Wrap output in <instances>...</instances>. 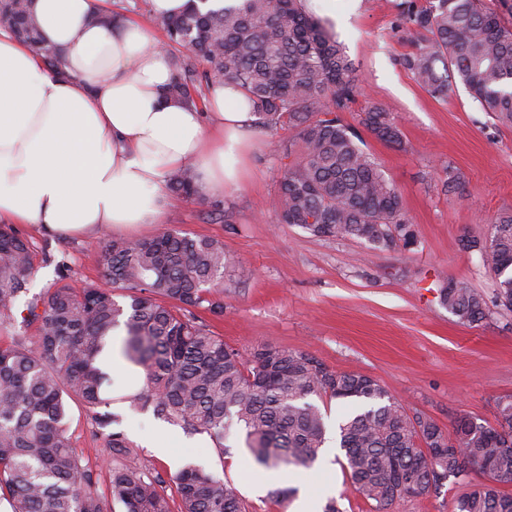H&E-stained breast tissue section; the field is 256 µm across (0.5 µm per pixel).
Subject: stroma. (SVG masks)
I'll list each match as a JSON object with an SVG mask.
<instances>
[{
	"instance_id": "1",
	"label": "stroma",
	"mask_w": 512,
	"mask_h": 512,
	"mask_svg": "<svg viewBox=\"0 0 512 512\" xmlns=\"http://www.w3.org/2000/svg\"><path fill=\"white\" fill-rule=\"evenodd\" d=\"M398 0H336L332 30L359 75L362 95L345 123L359 127L363 111L377 104L394 113L403 144L394 147L364 135L365 150L400 191L416 233L415 245L374 250L355 238L316 237L284 224L276 207L280 163L271 152L284 130L249 127L246 175L223 197L202 201L168 195L165 221L148 224L150 236L168 230L223 242L224 313L197 315L230 347L248 353L269 345L310 353L339 371L376 378L408 411H418L451 431L457 415L495 424L497 404L512 398V311L494 306L496 275L478 254L461 251L462 237L485 238L491 222L512 210V127L483 112L464 86L431 95L399 63L411 45L399 26ZM461 173L464 190L444 191V168ZM32 250L31 295L59 279L80 288L100 280L96 255L102 235L60 241L16 227ZM466 284L489 299L477 326L459 323L439 301L448 281ZM126 377L114 376L111 410L118 428L148 459L152 474L175 495L177 473L195 464L230 483L249 512H291L293 499L276 503L268 492L289 486L288 473L252 486L264 468L250 459L244 436L231 428L218 454L204 434H188L133 411L119 400ZM68 434L95 487L107 495L112 451L84 406L68 402ZM467 481L451 477L433 493L397 501L391 512H453ZM303 489L317 512L336 500L341 512H370L336 459L318 458L303 475Z\"/></svg>"
}]
</instances>
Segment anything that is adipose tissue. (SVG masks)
I'll return each mask as SVG.
<instances>
[{
    "label": "adipose tissue",
    "mask_w": 512,
    "mask_h": 512,
    "mask_svg": "<svg viewBox=\"0 0 512 512\" xmlns=\"http://www.w3.org/2000/svg\"><path fill=\"white\" fill-rule=\"evenodd\" d=\"M106 0H32L65 72L0 30V224L58 238L160 223L167 175L196 163L201 194L241 181L251 112L230 84L202 107L167 96L175 71L141 24L96 17Z\"/></svg>",
    "instance_id": "ef3b65f1"
}]
</instances>
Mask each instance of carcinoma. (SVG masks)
Segmentation results:
<instances>
[{
  "mask_svg": "<svg viewBox=\"0 0 512 512\" xmlns=\"http://www.w3.org/2000/svg\"><path fill=\"white\" fill-rule=\"evenodd\" d=\"M188 0L175 16L159 17L158 49L174 59L169 95L199 105L200 87L235 85L249 103L253 125L288 130L273 143L282 160L277 207L283 224L318 237L361 239L375 250L415 243L401 194L362 148L341 112L361 93L353 62L302 0H235L203 9ZM479 0H401L400 24L413 50L403 67L425 90L446 96L462 84L482 111L512 126V28ZM0 29L31 45L53 73L62 58L42 43L28 0H0ZM209 70L199 72L195 62ZM375 138L401 144L392 112L372 106L361 120ZM166 188L202 198L187 163ZM498 276L495 298L512 309V212L499 214L489 237L460 240ZM97 262L103 281L74 288L60 282L26 304L23 321L38 324L36 345L21 336L0 341V501L11 512H108L90 469L81 465L67 431L66 399H78L112 448L109 496L121 512H172L165 482L152 475L124 435L112 430V393L100 356L123 327V357L143 370L125 399L134 410L187 433L205 434L219 456L224 435L238 425L254 462L285 470L310 468L325 444L320 408L311 396L363 401L338 423L339 448L353 490L390 512L400 499L438 488L439 476L487 477L457 500L456 512H512V400L498 404L496 425L462 415L445 433L423 413L407 412L376 379L333 370L304 352L258 346L244 355L224 343L194 310L224 311V243L166 231L136 240L106 238ZM29 241L0 227V316L11 318L30 290ZM124 291V302L115 291ZM441 303L467 326L486 317L483 295L457 282L440 289ZM416 476L411 490L399 473ZM179 512H246L226 482L194 465L176 476Z\"/></svg>",
  "mask_w": 512,
  "mask_h": 512,
  "instance_id": "cac0c4a2",
  "label": "carcinoma"
}]
</instances>
